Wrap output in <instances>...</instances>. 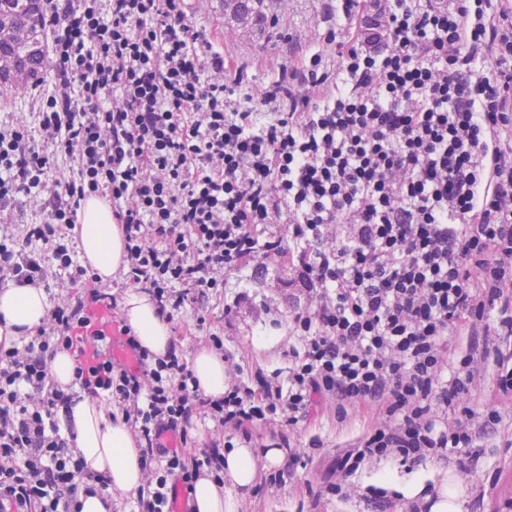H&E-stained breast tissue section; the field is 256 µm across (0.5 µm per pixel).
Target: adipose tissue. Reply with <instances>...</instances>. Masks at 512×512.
I'll list each match as a JSON object with an SVG mask.
<instances>
[{
	"mask_svg": "<svg viewBox=\"0 0 512 512\" xmlns=\"http://www.w3.org/2000/svg\"><path fill=\"white\" fill-rule=\"evenodd\" d=\"M79 241L82 260L101 281H109L122 264L123 234L112 221L109 204L98 197L88 198L80 222L73 229ZM49 302L43 288L9 284L0 290V342L19 341L22 330H34L47 316ZM121 314L139 343L154 357L165 356L175 338L168 321L143 292L128 291L121 303ZM190 368L203 395L217 399L224 395L225 367L221 354L206 346L195 348ZM75 453L87 466L102 475L111 497L136 494L143 483L140 450L122 420L118 409L87 398L72 408ZM283 452L278 448L256 451L236 443L224 451V480L210 474L198 476L190 490L193 512H237L240 498L252 488L260 465H279ZM406 498H420L426 512H464L466 490L446 473L434 493H427L424 481L412 480L401 488Z\"/></svg>",
	"mask_w": 512,
	"mask_h": 512,
	"instance_id": "ef3b65f1",
	"label": "adipose tissue"
}]
</instances>
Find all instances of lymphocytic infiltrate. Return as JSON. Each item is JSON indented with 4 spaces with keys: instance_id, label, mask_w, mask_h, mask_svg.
Masks as SVG:
<instances>
[{
    "instance_id": "obj_1",
    "label": "lymphocytic infiltrate",
    "mask_w": 512,
    "mask_h": 512,
    "mask_svg": "<svg viewBox=\"0 0 512 512\" xmlns=\"http://www.w3.org/2000/svg\"><path fill=\"white\" fill-rule=\"evenodd\" d=\"M194 2L46 0L53 81L30 86L31 117L0 121V212L32 213L0 225V286L56 291L47 321L0 344V508L80 512V493L106 491L60 417L84 397L118 406L140 444L136 512H174L201 470L223 481L248 425L288 430L326 401L340 419L378 409L336 461L339 494L370 459L477 455L501 421L465 402L484 360L512 396V352L486 344L494 317L512 338V0H368L354 30L325 33L336 69L315 51L257 87ZM92 196L122 227L123 283L170 321L205 324L234 275L287 257L309 302L288 316L286 378L232 363L223 398L206 397L180 347L152 358L125 324L127 360L102 353L95 313L117 299L71 236ZM196 415L213 424L200 450ZM74 362L69 353H58L51 363V375L54 383L65 388L72 383Z\"/></svg>"
}]
</instances>
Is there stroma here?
Segmentation results:
<instances>
[{
  "label": "stroma",
  "instance_id": "35a3bbf8",
  "mask_svg": "<svg viewBox=\"0 0 512 512\" xmlns=\"http://www.w3.org/2000/svg\"><path fill=\"white\" fill-rule=\"evenodd\" d=\"M279 16L285 21V32L292 37L291 45L257 40L237 26L227 28L231 37L228 51L249 64L246 80L250 84L263 86L275 80L289 46L312 52L324 49L321 35L326 24H350L338 0H281ZM242 276L238 289L243 297L232 316H225L223 305L217 304L207 313L204 326H197L188 316L175 322L174 334L187 354L207 344L209 334L223 335L224 352L240 364L243 378L286 372L288 327L272 325L265 309L270 306L285 313L296 307L301 290L296 286L295 272L287 262H280L259 288L250 285V271H243ZM476 389V402L498 409L503 419L497 430L485 434L479 455L462 462L448 454L422 462L415 469L434 478L442 470H454L467 489V512H498L506 500L512 499V398L502 396L497 389L495 365L490 361ZM382 421V416L369 410L351 413L341 421L330 405L312 413L289 433L291 448L301 458L298 467L277 484L270 481L272 469L260 468L258 480L240 500L238 512H407L409 500L394 498L392 490L383 487L377 478L384 467L400 478L415 470L394 458L364 462L349 479L351 492L347 498L324 491L327 482L336 478L337 458Z\"/></svg>",
  "mask_w": 512,
  "mask_h": 512
}]
</instances>
